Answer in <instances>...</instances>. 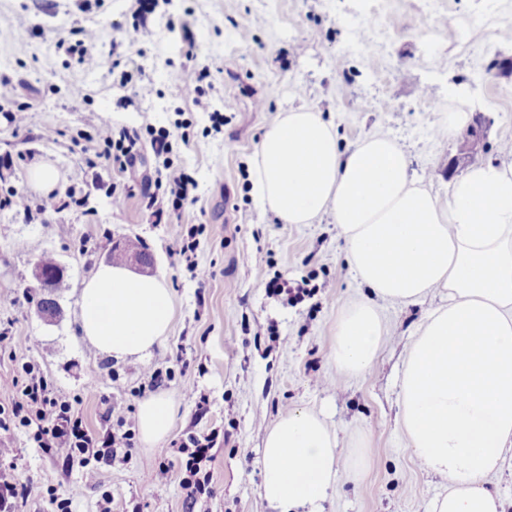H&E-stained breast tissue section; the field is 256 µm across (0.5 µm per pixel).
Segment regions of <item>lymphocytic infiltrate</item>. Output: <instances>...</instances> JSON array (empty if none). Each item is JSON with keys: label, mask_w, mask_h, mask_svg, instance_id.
Segmentation results:
<instances>
[{"label": "lymphocytic infiltrate", "mask_w": 512, "mask_h": 512, "mask_svg": "<svg viewBox=\"0 0 512 512\" xmlns=\"http://www.w3.org/2000/svg\"><path fill=\"white\" fill-rule=\"evenodd\" d=\"M139 136L128 129L104 127L98 131V145L94 160L125 170L138 153ZM151 146L156 157L162 158L165 169V195L143 190L147 206L158 224L172 223L185 202L196 200L197 180L183 167L174 165L168 156L172 151L169 132L152 137ZM18 428L32 430L38 448L63 463H71L76 455H116L118 449L133 448L132 430L114 429L95 436L85 426L70 402L56 395L48 380L33 364H24L20 373L0 374V430ZM210 447L197 437H189L180 451L186 454V474L181 480L190 489L188 508H195L196 491L202 490L211 480L206 468L210 462Z\"/></svg>", "instance_id": "f902f5d3"}]
</instances>
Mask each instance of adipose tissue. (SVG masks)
<instances>
[{
	"label": "adipose tissue",
	"mask_w": 512,
	"mask_h": 512,
	"mask_svg": "<svg viewBox=\"0 0 512 512\" xmlns=\"http://www.w3.org/2000/svg\"><path fill=\"white\" fill-rule=\"evenodd\" d=\"M249 168L256 205L282 223L331 216L356 279L373 293L337 317L338 373L371 370L384 335L380 302L443 296L408 350L399 427L410 453L448 480L431 512H504L485 479L512 459V152L472 165L442 199L417 186L394 138L374 132L340 147L320 111L299 106L265 129ZM173 315L163 280L121 267L99 268L82 290L81 333L108 355H147ZM173 414L164 397L144 400V440L165 437ZM339 453L321 414L289 410L264 440L265 500L279 512H323Z\"/></svg>",
	"instance_id": "obj_1"
}]
</instances>
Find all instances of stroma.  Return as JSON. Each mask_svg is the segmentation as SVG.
Segmentation results:
<instances>
[{"label":"stroma","mask_w":512,"mask_h":512,"mask_svg":"<svg viewBox=\"0 0 512 512\" xmlns=\"http://www.w3.org/2000/svg\"><path fill=\"white\" fill-rule=\"evenodd\" d=\"M358 17L353 31L342 19ZM188 24L193 43L181 37ZM97 28L99 68L79 66L56 48L58 32ZM437 52H430L427 32ZM512 0H160L140 19L134 0H0V77L12 79L17 102H35L25 127L0 112V153L14 165L0 175V194L17 203L0 211V334L26 347V358L76 403L88 426L137 423L140 403L158 393L175 414L154 443L136 438L128 457L96 465L87 483L81 465L67 468L22 430L0 431V512H59L52 493L71 512H184L181 471L153 488L144 474L159 461L180 462L189 434L217 432L212 496L202 512H271L260 496V449L267 430L291 408L323 413L341 448L367 437V466L352 474L348 455L337 466V487L324 512H430L448 481L405 449L397 424L399 379L419 324L440 297L408 306L382 304L385 335L373 369L358 377L337 373L331 360L336 318L349 303L370 297L349 269L329 216L284 224L259 213L251 196L248 161L268 125L307 105L332 124L341 145L371 132L405 146L417 179L446 196L448 165L465 128L448 131L453 111L490 121L477 161L497 162L512 143ZM209 69L200 103L182 88L184 69ZM142 71L151 96H134L120 74ZM188 119V145L172 159L199 183L178 224L153 223L140 197L158 167L150 145L135 166L117 172L86 167L98 127L149 132ZM56 140L43 139L45 129ZM56 173L52 189L34 169ZM130 187L123 208L112 205L113 183ZM76 203L40 218L48 192ZM193 233L191 262L177 260V232ZM139 239L153 259L149 276L171 291L174 318L166 340L141 359L98 352L80 331L85 282L108 262L113 244ZM64 268L53 320L40 312L32 269L44 254ZM265 279H258L257 268ZM308 282L312 296L296 304L269 295L273 277ZM164 378L150 389L149 374ZM29 485L27 502L13 486Z\"/></svg>","instance_id":"1"}]
</instances>
